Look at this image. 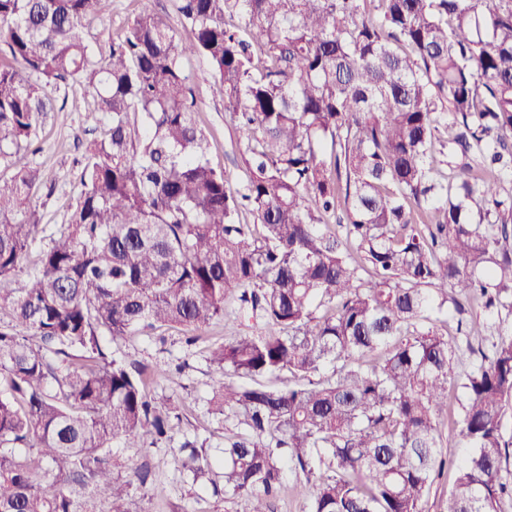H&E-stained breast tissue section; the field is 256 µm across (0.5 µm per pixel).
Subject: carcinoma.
<instances>
[{
  "instance_id": "obj_1",
  "label": "carcinoma",
  "mask_w": 512,
  "mask_h": 512,
  "mask_svg": "<svg viewBox=\"0 0 512 512\" xmlns=\"http://www.w3.org/2000/svg\"><path fill=\"white\" fill-rule=\"evenodd\" d=\"M111 3L0 0V512H147L131 491L163 489L146 461L114 475L112 442L175 441L181 406L103 337L193 345L231 315L252 333L207 357L224 456L183 436L192 483L221 465L224 497L270 512L289 464L307 512H425L458 379L443 512H498L512 328L458 378L436 322L512 316V0H181L188 37L143 9L100 60L84 31ZM197 56L244 135L237 188L195 119ZM74 83L106 131L48 234L20 152ZM459 399H462L461 388L452 385L450 387V402L453 416L452 418L448 417V426L444 429V444H447V447L441 448L443 456L448 460V467L445 469L443 476L432 486L426 499L425 512H440L441 505L446 500L448 491L454 482L455 469L453 464L457 463L468 450L460 442L456 429L457 424L454 423L460 413Z\"/></svg>"
}]
</instances>
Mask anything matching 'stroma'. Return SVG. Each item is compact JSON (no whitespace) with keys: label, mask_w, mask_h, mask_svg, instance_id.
Instances as JSON below:
<instances>
[{"label":"stroma","mask_w":512,"mask_h":512,"mask_svg":"<svg viewBox=\"0 0 512 512\" xmlns=\"http://www.w3.org/2000/svg\"><path fill=\"white\" fill-rule=\"evenodd\" d=\"M180 0H112L109 13L104 19L90 23L85 36L97 57L106 58L112 50V42L122 35L133 16L142 9L163 14L176 30H183L184 18L179 11ZM190 84L194 90L200 128L211 142L210 161L213 167L223 170L232 184H240L245 178L242 158L243 140L224 102L212 91L213 77L204 59L195 58L188 63ZM58 111L48 113L38 127L39 150L28 155L27 160L39 169L42 188L36 196L42 223H65L80 190L79 167L75 161L81 152V143L87 138L85 115L93 102L77 85L61 88L57 94ZM499 325L497 314L481 308L472 310L470 335L457 334L451 322L438 323L440 334L454 338L459 355L456 372L469 369L472 349L489 346L495 340ZM249 322L233 318L217 323L203 333L193 346H186L183 333L177 329L165 331L163 339L155 335L134 334L115 342L118 351L130 358L153 366L157 371L152 393L155 397H170L182 406L180 433L198 435L206 439L209 447L224 445V424L208 411L213 372L207 362V349L211 344L250 333ZM186 360L183 371L170 368L172 359ZM445 446L442 454L449 462L443 476L432 486L425 503L426 512H440L454 478V465L466 449L458 437L455 424L444 429ZM148 456L159 486L164 492L148 496L143 501L150 512H246L243 499H227L214 493L212 487L192 483L183 473L172 445L163 443L150 448Z\"/></svg>","instance_id":"1"}]
</instances>
